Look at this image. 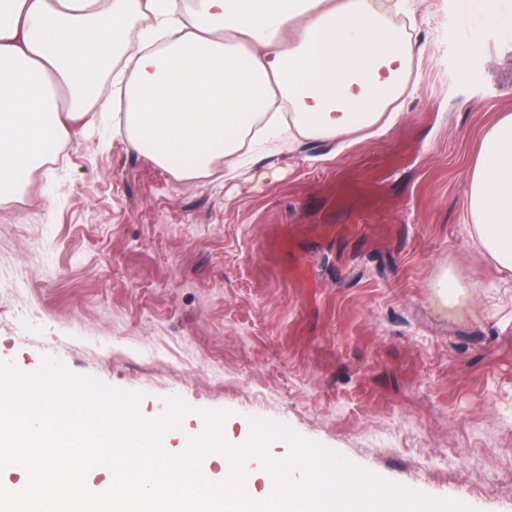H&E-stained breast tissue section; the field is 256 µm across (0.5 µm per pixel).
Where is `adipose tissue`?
<instances>
[{
	"label": "adipose tissue",
	"instance_id": "1",
	"mask_svg": "<svg viewBox=\"0 0 512 512\" xmlns=\"http://www.w3.org/2000/svg\"><path fill=\"white\" fill-rule=\"evenodd\" d=\"M408 42L371 0H0V199L107 114L187 180L275 123L279 100L311 138L397 119ZM464 208L484 255L512 272V114L484 131Z\"/></svg>",
	"mask_w": 512,
	"mask_h": 512
}]
</instances>
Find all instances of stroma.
I'll return each instance as SVG.
<instances>
[{"instance_id":"obj_1","label":"stroma","mask_w":512,"mask_h":512,"mask_svg":"<svg viewBox=\"0 0 512 512\" xmlns=\"http://www.w3.org/2000/svg\"><path fill=\"white\" fill-rule=\"evenodd\" d=\"M396 122L297 136L180 180L98 121L0 200V360L283 421L379 475L512 512V275L466 226L512 40L472 0H413ZM465 287L449 301L439 286Z\"/></svg>"}]
</instances>
